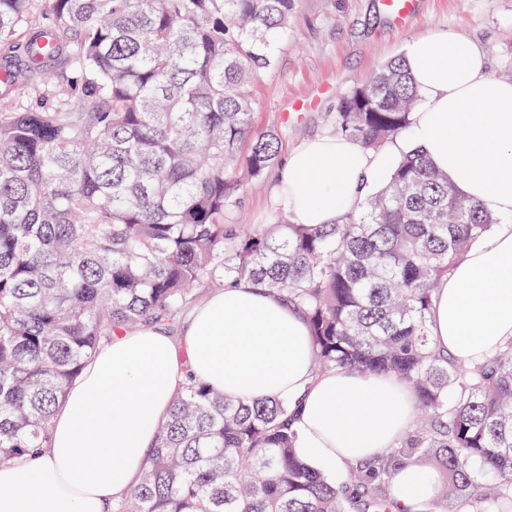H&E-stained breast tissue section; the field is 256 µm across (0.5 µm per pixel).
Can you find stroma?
I'll list each match as a JSON object with an SVG mask.
<instances>
[{"instance_id": "35a3bbf8", "label": "stroma", "mask_w": 512, "mask_h": 512, "mask_svg": "<svg viewBox=\"0 0 512 512\" xmlns=\"http://www.w3.org/2000/svg\"><path fill=\"white\" fill-rule=\"evenodd\" d=\"M454 29L482 42L494 77L512 79V0H422L414 19L397 24L381 0H298L275 66L254 81L255 122L282 132V150L330 132L329 114L344 95L384 62L402 55L405 43L435 29ZM314 105L293 112L297 100ZM277 169L249 186L233 224L271 223Z\"/></svg>"}]
</instances>
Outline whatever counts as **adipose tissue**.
Wrapping results in <instances>:
<instances>
[{
	"label": "adipose tissue",
	"instance_id": "ef3b65f1",
	"mask_svg": "<svg viewBox=\"0 0 512 512\" xmlns=\"http://www.w3.org/2000/svg\"><path fill=\"white\" fill-rule=\"evenodd\" d=\"M404 58L422 96L408 133L376 150L336 134L304 141L284 159L276 206L294 224L335 223L422 149L463 196L505 218L432 301L435 343L473 364L512 339V80L493 77L483 46L449 29L406 42ZM189 372L230 397L288 401L298 453L331 472L386 453L416 411L395 374L317 372L306 318L251 282L228 283L191 312L181 340L145 326L98 350L59 407L49 447L0 464V512H109L142 476ZM436 492L413 468L391 481L401 512H425Z\"/></svg>",
	"mask_w": 512,
	"mask_h": 512
}]
</instances>
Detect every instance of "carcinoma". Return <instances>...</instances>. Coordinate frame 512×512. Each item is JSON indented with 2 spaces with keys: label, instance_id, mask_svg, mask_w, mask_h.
I'll return each mask as SVG.
<instances>
[{
  "label": "carcinoma",
  "instance_id": "obj_1",
  "mask_svg": "<svg viewBox=\"0 0 512 512\" xmlns=\"http://www.w3.org/2000/svg\"><path fill=\"white\" fill-rule=\"evenodd\" d=\"M296 0H0V463L48 446L72 383L112 337L174 321L247 280L307 318L319 371L390 372L411 429L336 484L297 452L288 403L189 379L139 483L112 512H394L406 465L435 504L512 512V340L465 365L440 352L434 288L499 217L421 151L334 224L224 223L280 135L254 120ZM418 101L402 57L343 98L336 132L378 149Z\"/></svg>",
  "mask_w": 512,
  "mask_h": 512
}]
</instances>
